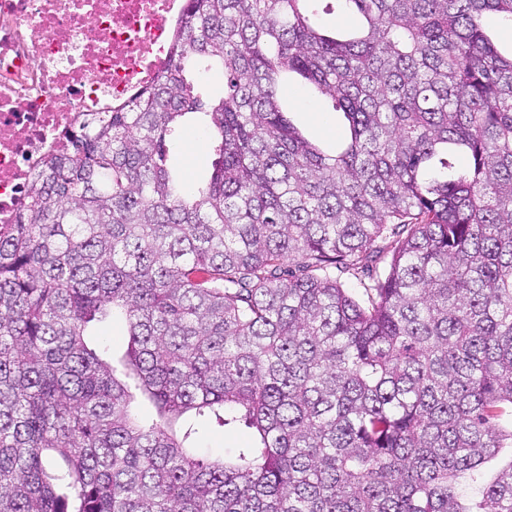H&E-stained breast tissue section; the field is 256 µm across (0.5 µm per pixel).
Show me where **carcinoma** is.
Segmentation results:
<instances>
[{
	"label": "carcinoma",
	"mask_w": 512,
	"mask_h": 512,
	"mask_svg": "<svg viewBox=\"0 0 512 512\" xmlns=\"http://www.w3.org/2000/svg\"><path fill=\"white\" fill-rule=\"evenodd\" d=\"M186 0L0 230V512H512V0ZM218 67L205 100L191 69ZM330 97L336 152L283 111ZM217 139L187 188L166 137ZM376 270L360 300L340 273ZM119 316L157 418L90 347ZM244 427L200 457L199 428ZM321 2L318 12L313 17L314 23L327 30L345 29L354 23L353 18L346 12L345 2ZM330 3L327 8L326 4Z\"/></svg>",
	"instance_id": "1"
}]
</instances>
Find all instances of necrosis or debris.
<instances>
[{"label":"necrosis or debris","instance_id":"obj_1","mask_svg":"<svg viewBox=\"0 0 512 512\" xmlns=\"http://www.w3.org/2000/svg\"><path fill=\"white\" fill-rule=\"evenodd\" d=\"M181 0H0V224L35 172L97 112L124 106L169 60Z\"/></svg>","mask_w":512,"mask_h":512}]
</instances>
